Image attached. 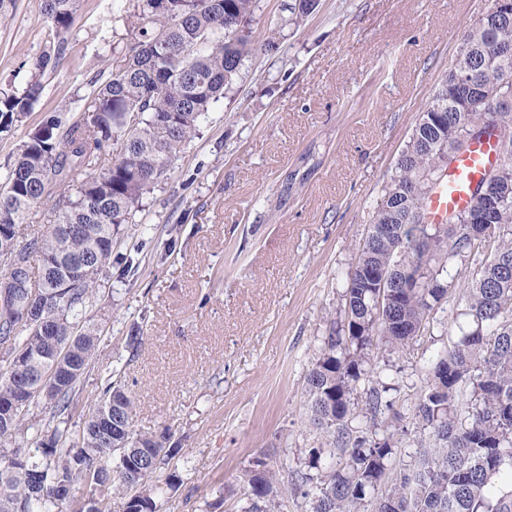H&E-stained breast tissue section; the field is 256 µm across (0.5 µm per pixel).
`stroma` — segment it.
Wrapping results in <instances>:
<instances>
[{
	"label": "stroma",
	"mask_w": 512,
	"mask_h": 512,
	"mask_svg": "<svg viewBox=\"0 0 512 512\" xmlns=\"http://www.w3.org/2000/svg\"><path fill=\"white\" fill-rule=\"evenodd\" d=\"M287 2L257 0L255 54L115 238L114 256H132L136 271L113 265L88 309L98 359L69 426L94 406L107 369H122L134 430L166 427L181 442L170 468L182 485L163 491L162 512H238L258 456L284 482L280 512H305L299 459L317 448L322 469L336 461L309 423L305 376L383 187L488 0H319L297 22ZM133 5L83 0L28 125L53 110L80 115L94 81L123 62ZM51 37L40 0L0 15V89L22 92ZM457 339L437 329L394 357L382 380L395 412L412 417L430 363Z\"/></svg>",
	"instance_id": "obj_1"
}]
</instances>
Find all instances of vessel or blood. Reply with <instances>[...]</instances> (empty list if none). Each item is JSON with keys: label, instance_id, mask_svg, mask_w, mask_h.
Listing matches in <instances>:
<instances>
[{"label": "vessel or blood", "instance_id": "1", "mask_svg": "<svg viewBox=\"0 0 512 512\" xmlns=\"http://www.w3.org/2000/svg\"><path fill=\"white\" fill-rule=\"evenodd\" d=\"M496 160L495 145L488 139L473 143L468 151L456 154L441 185L428 200L429 222L442 223L449 213L470 206L474 187Z\"/></svg>", "mask_w": 512, "mask_h": 512}]
</instances>
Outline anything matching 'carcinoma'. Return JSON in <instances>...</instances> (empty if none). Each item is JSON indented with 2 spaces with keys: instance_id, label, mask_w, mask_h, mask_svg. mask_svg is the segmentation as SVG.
<instances>
[{
  "instance_id": "carcinoma-1",
  "label": "carcinoma",
  "mask_w": 512,
  "mask_h": 512,
  "mask_svg": "<svg viewBox=\"0 0 512 512\" xmlns=\"http://www.w3.org/2000/svg\"><path fill=\"white\" fill-rule=\"evenodd\" d=\"M82 0H42L55 41L34 64L22 93L0 90V138L26 125L42 97L43 75L65 56L66 34ZM256 0H136L140 21L125 63L93 91L81 115L57 113L26 129L0 175V236L12 241L26 278L4 264L0 274V512H110L112 493L125 512H161L157 474L178 450L165 427L132 430L134 401L111 370L96 405L75 432L68 422L83 375L97 357L100 329L87 310L112 267V242L133 221L145 193L170 178L201 122L224 95L244 58L255 51L245 28ZM512 97V16L473 26L401 151L384 186L355 265L346 274L339 320L305 380L311 423L340 461L319 469L309 450L294 470L306 512H512V105L465 98L453 70ZM500 144L499 174L485 173L472 205L445 224H424L402 240L399 230L425 216V200L448 163L471 143ZM120 143L111 165L100 156ZM67 189L53 224L27 240L19 227ZM498 201L478 238L484 194ZM39 258V279L31 260ZM386 271L391 296L378 306L367 275ZM460 294L467 326L433 360L415 402L414 428L434 447L412 468L394 465L401 417L379 419L389 391L377 364L434 328L443 302ZM31 305V317L20 311ZM362 388L361 401L354 393ZM44 402L47 423L35 428L31 403ZM365 424L352 427L356 410ZM244 512H278L277 476L256 457L243 487Z\"/></svg>"
}]
</instances>
